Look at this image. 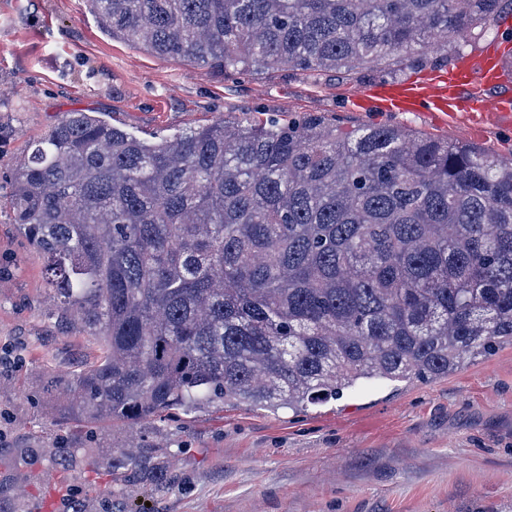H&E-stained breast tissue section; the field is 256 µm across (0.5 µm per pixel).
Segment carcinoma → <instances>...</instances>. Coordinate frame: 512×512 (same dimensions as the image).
Returning <instances> with one entry per match:
<instances>
[{
  "instance_id": "obj_1",
  "label": "carcinoma",
  "mask_w": 512,
  "mask_h": 512,
  "mask_svg": "<svg viewBox=\"0 0 512 512\" xmlns=\"http://www.w3.org/2000/svg\"><path fill=\"white\" fill-rule=\"evenodd\" d=\"M160 58L349 75L448 50L503 0H89ZM61 313L97 342L68 409L178 419L444 377L512 342V159L305 113L173 140L67 112L9 175Z\"/></svg>"
}]
</instances>
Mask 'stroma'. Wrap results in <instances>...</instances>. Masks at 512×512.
Instances as JSON below:
<instances>
[{
  "instance_id": "obj_1",
  "label": "stroma",
  "mask_w": 512,
  "mask_h": 512,
  "mask_svg": "<svg viewBox=\"0 0 512 512\" xmlns=\"http://www.w3.org/2000/svg\"><path fill=\"white\" fill-rule=\"evenodd\" d=\"M487 22L447 52L382 75L282 68L223 76L104 32L85 0H0V173L64 113L140 138L220 119L316 112L347 130L388 124L512 157V134L357 106L358 91L454 67L496 44ZM0 182V512H512V343L448 376L356 385L295 413L218 405L180 419H63L59 389L97 354L62 319L44 261ZM143 436L145 464L116 455Z\"/></svg>"
}]
</instances>
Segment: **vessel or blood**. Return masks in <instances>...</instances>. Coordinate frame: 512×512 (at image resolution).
<instances>
[{
  "label": "vessel or blood",
  "instance_id": "vessel-or-blood-1",
  "mask_svg": "<svg viewBox=\"0 0 512 512\" xmlns=\"http://www.w3.org/2000/svg\"><path fill=\"white\" fill-rule=\"evenodd\" d=\"M502 77V58L489 53L463 61L445 71H437L420 81L376 84L364 88L354 98L356 104L373 103L389 112H418L437 124L466 121L474 131L491 124L512 129V101L485 96V87Z\"/></svg>",
  "mask_w": 512,
  "mask_h": 512
}]
</instances>
